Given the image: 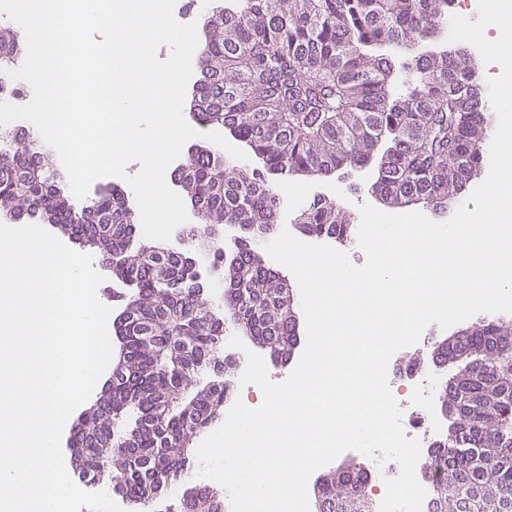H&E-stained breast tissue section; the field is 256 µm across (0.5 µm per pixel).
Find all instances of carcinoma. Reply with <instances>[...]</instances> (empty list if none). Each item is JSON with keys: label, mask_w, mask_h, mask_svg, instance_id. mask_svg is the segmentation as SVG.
I'll return each instance as SVG.
<instances>
[{"label": "carcinoma", "mask_w": 512, "mask_h": 512, "mask_svg": "<svg viewBox=\"0 0 512 512\" xmlns=\"http://www.w3.org/2000/svg\"><path fill=\"white\" fill-rule=\"evenodd\" d=\"M226 2L198 52L196 119L230 132L277 180L227 165L218 150L188 154L180 176L198 222L187 240L135 245L122 191L107 189L77 211L37 139H0V211L46 220L107 263L118 258L113 278L134 282L117 326L107 406L87 408L73 438L87 449L90 477L107 473L142 512L180 485L195 442L224 419L233 393L224 318L200 294L202 274L185 263L187 249L217 226H239L232 258L213 253L222 306L255 346L286 359L297 342L294 295L256 249L278 224L282 182L362 168L381 137L388 147L374 190L391 206L441 207L485 168L490 105L467 65L445 53L419 55L409 62L414 82L395 94L386 58L374 54L379 45L429 41L453 0ZM22 51L19 35L1 28L0 70ZM294 221L312 237L344 242L354 232L330 199L301 208ZM432 357L457 366L437 394L448 426L421 466L434 512H461L462 502L467 512H512V321L476 323L460 342L433 346ZM367 477L360 466L323 476L318 512H367ZM223 505V491L199 484L184 489L177 512H223Z\"/></svg>", "instance_id": "1"}]
</instances>
